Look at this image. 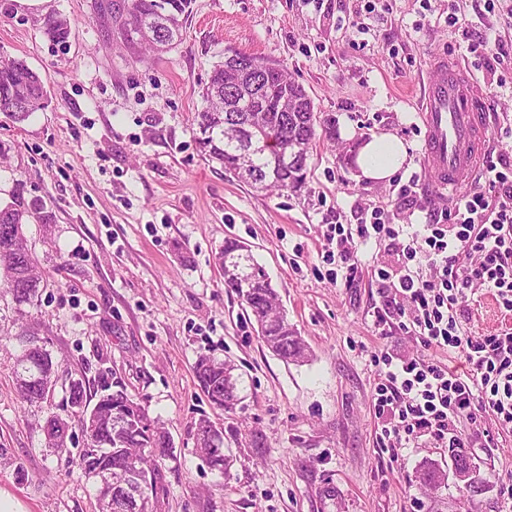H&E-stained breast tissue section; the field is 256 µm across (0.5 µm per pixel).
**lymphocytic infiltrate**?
<instances>
[{
  "instance_id": "f902f5d3",
  "label": "lymphocytic infiltrate",
  "mask_w": 512,
  "mask_h": 512,
  "mask_svg": "<svg viewBox=\"0 0 512 512\" xmlns=\"http://www.w3.org/2000/svg\"><path fill=\"white\" fill-rule=\"evenodd\" d=\"M486 172L489 191L497 197L493 220L480 222L491 205L486 193H473L456 203L455 223L429 224L423 233L403 238L398 269L377 270L381 287L390 291L386 308L393 318H408L426 345L459 353L469 365L461 374L381 351L386 373L375 388L374 407L384 419V436L401 435L415 444L430 439L458 448L462 442L456 418L481 409L494 413L501 425L512 426V328L472 335L465 297L466 289L478 288L492 294L502 313H512V176L491 160ZM382 233L401 238L377 212L353 231L330 225L327 238L336 250L325 259L352 258L358 242ZM421 258L438 269L437 280L413 275L409 264Z\"/></svg>"
}]
</instances>
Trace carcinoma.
<instances>
[{
  "label": "carcinoma",
  "mask_w": 512,
  "mask_h": 512,
  "mask_svg": "<svg viewBox=\"0 0 512 512\" xmlns=\"http://www.w3.org/2000/svg\"><path fill=\"white\" fill-rule=\"evenodd\" d=\"M190 0H129L124 21L125 37H140L164 28L167 36L160 42H150L158 52L180 40L181 16ZM45 35L50 41L64 44L70 35V25L63 17L51 16L45 22ZM269 93L264 103L267 111L255 123L250 112L224 111V64L214 66L208 83L201 90L203 109L197 113L199 135L196 138L201 153L218 161L224 171L235 174L242 152L250 155L252 174L242 183L257 191L277 188L297 193L305 187L307 159L317 137L321 120L314 103L302 85L290 79L289 88L277 86L273 74L264 76ZM44 81L39 74L21 61L0 62V111H8L21 123L42 106ZM238 128L229 135L227 128ZM288 145L297 149L296 160L276 164L272 152ZM44 222L45 217L25 203L21 189H16L12 201L0 208V270L4 273V288L13 300L22 305L32 302L39 293L40 281L34 272V259L28 248L24 226L31 219ZM243 246L233 240L224 241L218 254V264L224 274V284L232 289L241 303L250 310L257 325L258 336L265 346L285 361L302 357L305 344L281 308L276 290L265 269L253 257L242 253ZM195 375L202 392L218 409L231 411L240 401L238 378L234 367L207 356L197 359ZM56 373L50 353L43 347L25 346L17 356L14 367L15 385L19 398L30 406L44 403L40 378ZM64 421L52 414L47 422L51 434L46 447L57 452L69 451L73 430L92 422L87 442L78 449L75 464L85 478L97 484V510L107 496L117 499L121 490L108 481L136 466L149 478L147 498L128 512H154L168 495L166 474L157 460L172 453L167 432L150 418L146 408L130 395L118 381L112 392L99 397L95 404L88 401L82 379L69 382ZM196 453L211 469L225 471L230 456L224 453V428L203 416L195 424ZM448 478L435 465H426L419 479L425 486H441Z\"/></svg>",
  "instance_id": "carcinoma-1"
}]
</instances>
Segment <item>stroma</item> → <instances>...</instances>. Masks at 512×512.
I'll return each instance as SVG.
<instances>
[{
  "mask_svg": "<svg viewBox=\"0 0 512 512\" xmlns=\"http://www.w3.org/2000/svg\"><path fill=\"white\" fill-rule=\"evenodd\" d=\"M127 0H0V61L43 78L45 106L16 123L0 113V204L23 183L46 223L25 227L42 274L38 300L17 305L0 288V498L16 512H95L97 486L46 448L42 425L60 411L70 380L91 393L121 381L168 431L169 494L161 512H512V430L480 411L456 429L479 492L421 487L433 463L451 471L453 449L393 446L373 402L391 348L464 373L463 358L413 331L379 326L387 291L374 272L399 265L396 241L357 247L353 284L332 280L327 227L382 213L389 224L453 215L457 195L435 199L423 165L420 101L432 57L467 65L487 99V153L512 165V57L476 62L470 36L512 43V0H191L182 42L134 51L118 28ZM466 20L450 24L449 15ZM66 18L57 45L45 17ZM245 52L288 68L326 125L301 192H257L200 153V91L213 66ZM390 133L408 148L388 180L365 179L361 145ZM416 178L410 198L401 183ZM248 247L307 345L303 362L274 355L256 333L216 257L227 238ZM37 332L58 364L51 409L27 406L13 384L20 326ZM234 366L241 401L213 408L193 366L200 355ZM224 426L228 472L195 453L200 416Z\"/></svg>",
  "mask_w": 512,
  "mask_h": 512,
  "instance_id": "obj_1",
  "label": "stroma"
}]
</instances>
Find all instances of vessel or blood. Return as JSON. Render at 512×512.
<instances>
[{
	"label": "vessel or blood",
	"instance_id": "obj_1",
	"mask_svg": "<svg viewBox=\"0 0 512 512\" xmlns=\"http://www.w3.org/2000/svg\"><path fill=\"white\" fill-rule=\"evenodd\" d=\"M483 105L484 95L466 66L434 57L421 118L424 159L436 192L460 190L480 168L489 139Z\"/></svg>",
	"mask_w": 512,
	"mask_h": 512
}]
</instances>
